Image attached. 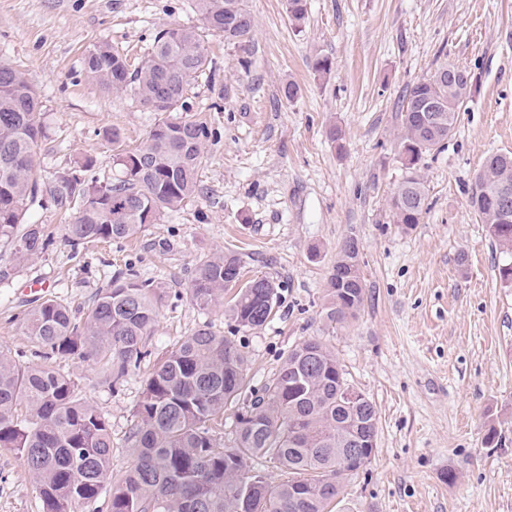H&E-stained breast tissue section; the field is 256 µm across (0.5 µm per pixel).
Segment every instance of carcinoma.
Listing matches in <instances>:
<instances>
[{"label":"carcinoma","mask_w":512,"mask_h":512,"mask_svg":"<svg viewBox=\"0 0 512 512\" xmlns=\"http://www.w3.org/2000/svg\"><path fill=\"white\" fill-rule=\"evenodd\" d=\"M203 24L242 50L253 30L245 0H196ZM288 16L298 28L307 18V0H288ZM208 53L198 33L179 25L156 33L144 64L129 73L127 59L108 42L84 58L85 77L104 90L128 92L158 113L145 143L117 157L120 175L88 181L83 163L54 179L55 208L73 212L66 241L78 246L123 241L156 224L167 211L198 192L203 145L211 136L203 123L182 119L184 94L206 74ZM414 83L406 92L400 147L410 154L405 176L390 198L393 221L407 228L420 223L426 201L418 164L455 130L468 89L448 86V68ZM431 98L445 114L444 126L427 128L417 116L418 101ZM44 113L35 80L0 63V243L24 260L51 245L43 225L27 218L44 192L35 175V149L45 137ZM512 184V154L486 159L471 198H483L476 213L500 252L509 257L500 278L512 284V223L491 208L497 184ZM78 192L80 202L70 198ZM345 241L328 280L326 317L342 323L364 301L358 253ZM243 269L234 253H218L195 270L189 285L196 306L224 300L230 277ZM159 286L128 269L117 273L77 319L59 299H43L24 316L23 331L43 350V358L107 360L117 384L145 355L144 338L157 322ZM279 285L256 277L238 289L228 306L240 329L263 326L279 304ZM249 361L235 342L199 328L153 366L144 380L127 440L134 460L112 473V428L80 396L77 384L54 369L21 366L0 355V448L20 454L37 478L43 512H78L110 492L109 512H332L347 477L338 457L352 439L374 441L378 415L365 396L354 405L339 397L350 386L335 354L319 339H307L285 354L260 394L246 395ZM235 413L234 445L214 438L226 407ZM255 465L248 468L245 462ZM282 472L273 481L268 468Z\"/></svg>","instance_id":"carcinoma-1"}]
</instances>
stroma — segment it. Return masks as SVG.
Here are the masks:
<instances>
[{
	"label": "stroma",
	"mask_w": 512,
	"mask_h": 512,
	"mask_svg": "<svg viewBox=\"0 0 512 512\" xmlns=\"http://www.w3.org/2000/svg\"><path fill=\"white\" fill-rule=\"evenodd\" d=\"M249 53L203 29L195 0H0V62L32 76L47 136L36 172L45 182L85 159L114 178L117 154L144 143L156 115L127 93L89 82L83 59L109 42L138 66L155 33L199 30L209 67L188 92V119L212 135L199 192L122 242H65L68 216L48 201L32 210L49 250L17 262L0 247V352L35 363L22 330L28 288L43 286L84 315L113 274L133 267L160 285L147 356L120 385L102 365L50 359L112 428V470L133 462L126 437L152 366L201 326L240 344L252 387L281 356L319 337L351 383L375 403L371 462L344 482L341 512H512V285L504 257L469 206L477 173L512 152V0H308L301 27L287 0H246ZM326 57L330 72H316ZM477 87L440 150L423 156L419 224L393 221L390 197L405 174L397 141L404 96L444 62ZM296 84L294 99L283 89ZM344 133V151L327 137ZM119 131V142L109 134ZM356 238L364 303L329 322L328 275ZM234 251L244 279L279 284L276 315L243 331L224 309L189 299L196 267ZM0 512H42L37 483L16 452L0 449Z\"/></svg>",
	"instance_id": "35a3bbf8"
}]
</instances>
